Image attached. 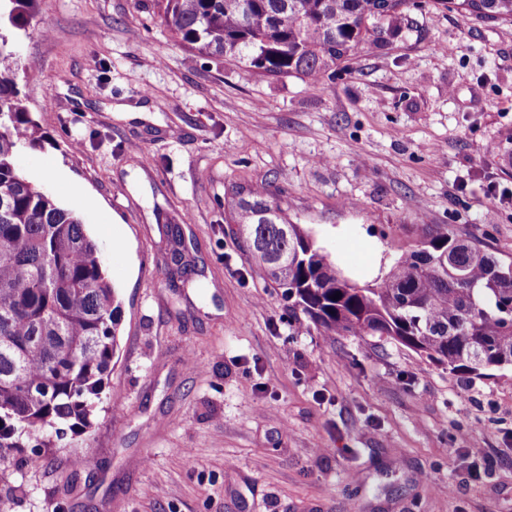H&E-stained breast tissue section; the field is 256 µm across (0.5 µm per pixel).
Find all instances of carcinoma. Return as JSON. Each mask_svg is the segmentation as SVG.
Segmentation results:
<instances>
[{"label":"carcinoma","instance_id":"obj_1","mask_svg":"<svg viewBox=\"0 0 512 512\" xmlns=\"http://www.w3.org/2000/svg\"><path fill=\"white\" fill-rule=\"evenodd\" d=\"M39 0H0V478L14 453L93 425L122 306L83 222L17 167L44 133L20 96L18 35ZM512 23V0H434ZM203 58L317 84L356 50L399 33L408 0H153ZM256 185L233 211L252 259L327 336H388L453 372L512 367V263L443 231L359 285ZM341 293L338 300L334 294Z\"/></svg>","mask_w":512,"mask_h":512}]
</instances>
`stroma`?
Masks as SVG:
<instances>
[{
  "instance_id": "1",
  "label": "stroma",
  "mask_w": 512,
  "mask_h": 512,
  "mask_svg": "<svg viewBox=\"0 0 512 512\" xmlns=\"http://www.w3.org/2000/svg\"><path fill=\"white\" fill-rule=\"evenodd\" d=\"M18 54L46 140L16 163L81 218L122 321L93 427L17 455L8 512H512V370L323 335L231 221L270 184L361 285L428 227L512 262V23L416 0L313 86L198 57L151 0H41Z\"/></svg>"
}]
</instances>
